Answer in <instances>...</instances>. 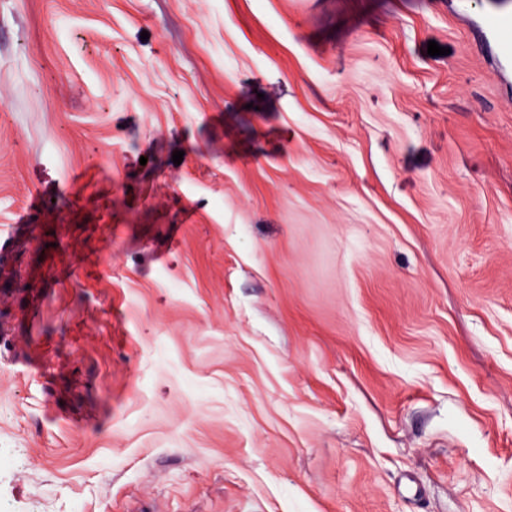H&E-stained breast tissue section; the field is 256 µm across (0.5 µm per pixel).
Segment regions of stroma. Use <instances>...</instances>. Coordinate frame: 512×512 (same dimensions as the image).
Wrapping results in <instances>:
<instances>
[{"instance_id": "obj_1", "label": "stroma", "mask_w": 512, "mask_h": 512, "mask_svg": "<svg viewBox=\"0 0 512 512\" xmlns=\"http://www.w3.org/2000/svg\"><path fill=\"white\" fill-rule=\"evenodd\" d=\"M488 7L0 0V512H512Z\"/></svg>"}]
</instances>
